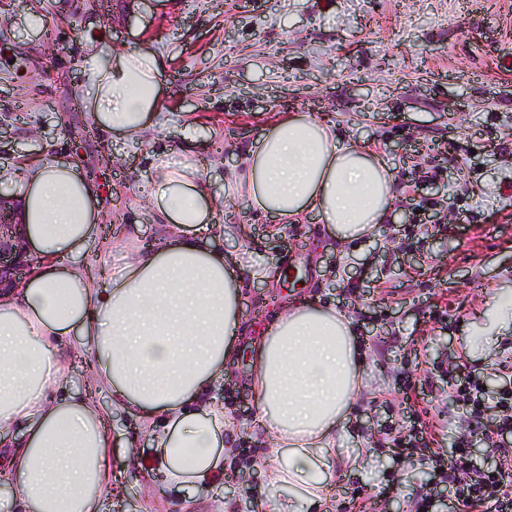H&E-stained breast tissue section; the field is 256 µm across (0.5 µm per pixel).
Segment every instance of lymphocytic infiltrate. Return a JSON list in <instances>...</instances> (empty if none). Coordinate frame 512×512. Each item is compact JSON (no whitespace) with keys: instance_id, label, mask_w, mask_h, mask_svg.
Returning a JSON list of instances; mask_svg holds the SVG:
<instances>
[{"instance_id":"obj_1","label":"lymphocytic infiltrate","mask_w":512,"mask_h":512,"mask_svg":"<svg viewBox=\"0 0 512 512\" xmlns=\"http://www.w3.org/2000/svg\"><path fill=\"white\" fill-rule=\"evenodd\" d=\"M448 384L468 422L491 445L497 465L475 466L463 453L450 461L432 453L426 440L412 442L399 436L393 440L394 454L428 461L430 482L446 486L452 512H512V446L503 441L504 435H512V390H504L488 402L481 378L452 375Z\"/></svg>"}]
</instances>
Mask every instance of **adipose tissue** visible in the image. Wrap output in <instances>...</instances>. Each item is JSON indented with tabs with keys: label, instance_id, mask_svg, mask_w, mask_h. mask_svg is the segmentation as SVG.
I'll use <instances>...</instances> for the list:
<instances>
[{
	"label": "adipose tissue",
	"instance_id": "obj_1",
	"mask_svg": "<svg viewBox=\"0 0 512 512\" xmlns=\"http://www.w3.org/2000/svg\"><path fill=\"white\" fill-rule=\"evenodd\" d=\"M165 60L139 45L85 73L87 119L131 140L164 123ZM18 187L17 214L41 255L18 287L0 292V463L9 495L26 512H98L112 484L107 410L136 409L157 448L155 471L172 492L212 487L231 456L224 408L207 394L224 385L247 283L279 279L241 266L237 254L197 235L211 223V186L192 142L158 162L145 200L163 232L135 245L111 275L99 236L101 187L70 163L38 160L0 171ZM394 174L378 153L337 143L329 125L291 112L224 172L225 197H243L284 224L316 213L340 242L370 234L389 213ZM77 345L109 409L74 395L63 347ZM366 357L347 316L312 301L283 304L250 361L259 424L276 445L254 467L285 490L271 512H312L331 490L336 438L365 379Z\"/></svg>",
	"mask_w": 512,
	"mask_h": 512
}]
</instances>
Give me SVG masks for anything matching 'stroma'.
Here are the masks:
<instances>
[{"label":"stroma","mask_w":512,"mask_h":512,"mask_svg":"<svg viewBox=\"0 0 512 512\" xmlns=\"http://www.w3.org/2000/svg\"><path fill=\"white\" fill-rule=\"evenodd\" d=\"M139 43L167 60L169 121L116 144L105 165L107 138L85 119L84 73ZM295 110L327 119L338 140L368 146L394 171L396 202L370 236L342 247L317 215L277 225L245 199L224 202L225 160ZM187 138L222 201L199 235L244 265L289 275L243 287L236 367L214 392L228 417L224 444L246 457L216 489L174 494L151 472L157 450L134 412L112 414V467L125 478L101 512H213L218 494L231 512H264L280 497L253 472L271 442L254 426L249 380L277 299L336 307L366 354L367 386L336 441L330 512H415L429 468L391 451L410 426L406 402L425 411L426 436L445 454L470 430L446 370L464 363L491 395L512 386L499 364L512 323L485 316L488 299L512 289V0H0V169L35 151L94 176L113 270L129 236L160 235L143 188L157 155L177 160ZM425 168L436 178L421 177ZM433 214L455 221L429 223ZM474 333L489 348L469 350ZM357 453L363 465L350 468Z\"/></svg>","instance_id":"35a3bbf8"}]
</instances>
